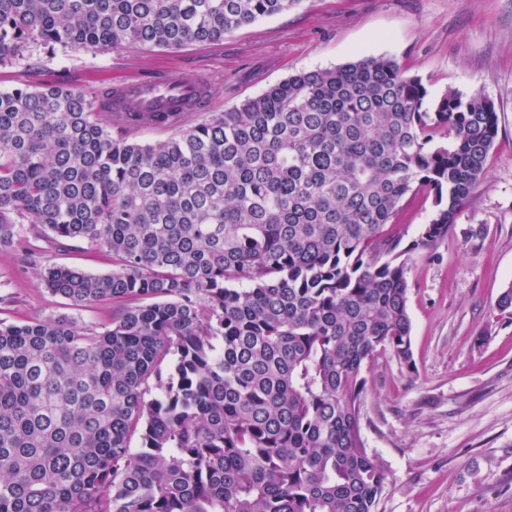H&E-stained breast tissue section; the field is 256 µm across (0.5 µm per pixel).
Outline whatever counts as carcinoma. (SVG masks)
<instances>
[{"instance_id": "cac0c4a2", "label": "carcinoma", "mask_w": 512, "mask_h": 512, "mask_svg": "<svg viewBox=\"0 0 512 512\" xmlns=\"http://www.w3.org/2000/svg\"><path fill=\"white\" fill-rule=\"evenodd\" d=\"M300 0H0V65L56 50L218 42ZM110 92L0 91V250L80 240L112 272L43 264L106 324L0 320V512H377L365 362H412L392 232L448 237L485 176L493 102L429 97L393 59L301 72L229 112H105ZM164 119L153 143L131 124ZM433 212L432 196L419 193L415 199L404 206L395 229L402 237L401 248L416 240L424 224H428Z\"/></svg>"}]
</instances>
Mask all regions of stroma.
I'll return each instance as SVG.
<instances>
[{
	"label": "stroma",
	"instance_id": "35a3bbf8",
	"mask_svg": "<svg viewBox=\"0 0 512 512\" xmlns=\"http://www.w3.org/2000/svg\"><path fill=\"white\" fill-rule=\"evenodd\" d=\"M371 56L392 58L434 97L481 91L499 116L454 235L408 255L411 363L385 350L362 372L363 437L388 471L378 512H512V314L497 307L512 285V0H301L218 43L59 50L0 66V89L90 93L133 76L202 75L221 89L210 111L224 112L291 75ZM33 244L56 265L112 270L111 256L79 241ZM19 266L18 252L0 250V320L110 319L111 303L71 305Z\"/></svg>",
	"mask_w": 512,
	"mask_h": 512
}]
</instances>
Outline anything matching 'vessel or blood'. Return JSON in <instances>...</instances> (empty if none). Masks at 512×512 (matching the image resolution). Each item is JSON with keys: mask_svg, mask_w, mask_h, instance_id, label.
I'll list each match as a JSON object with an SVG mask.
<instances>
[{"mask_svg": "<svg viewBox=\"0 0 512 512\" xmlns=\"http://www.w3.org/2000/svg\"><path fill=\"white\" fill-rule=\"evenodd\" d=\"M209 88V82L198 76L124 80L111 87L112 109L116 112H197Z\"/></svg>", "mask_w": 512, "mask_h": 512, "instance_id": "b4317fda", "label": "vessel or blood"}]
</instances>
